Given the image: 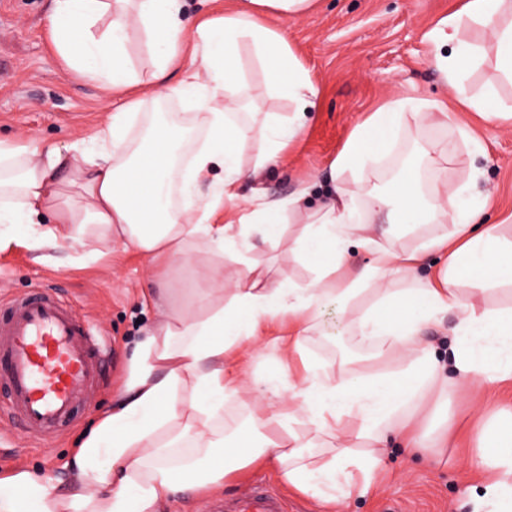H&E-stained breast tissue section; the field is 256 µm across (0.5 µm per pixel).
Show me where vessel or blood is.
Instances as JSON below:
<instances>
[{
  "label": "vessel or blood",
  "mask_w": 512,
  "mask_h": 512,
  "mask_svg": "<svg viewBox=\"0 0 512 512\" xmlns=\"http://www.w3.org/2000/svg\"><path fill=\"white\" fill-rule=\"evenodd\" d=\"M103 350L73 307L42 290L0 304V374L7 392L0 411L33 436L67 427L96 385ZM215 512H288L286 500L259 487Z\"/></svg>",
  "instance_id": "obj_1"
}]
</instances>
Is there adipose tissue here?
Listing matches in <instances>:
<instances>
[{
	"instance_id": "obj_1",
	"label": "adipose tissue",
	"mask_w": 512,
	"mask_h": 512,
	"mask_svg": "<svg viewBox=\"0 0 512 512\" xmlns=\"http://www.w3.org/2000/svg\"><path fill=\"white\" fill-rule=\"evenodd\" d=\"M314 0H245L237 12L195 18L185 0H53L49 32L57 55L73 75L99 84L125 102L103 131L62 148L29 139L0 142V223L40 225L42 242L101 252L93 240H115L144 254L158 285L154 299L165 313L136 343L117 405L82 437L68 461L73 486L28 469L0 475V512H160L184 494L223 489L234 473L271 463L301 494L342 505L367 491L383 468L389 437L426 457L452 443L449 430L430 436L406 408L427 390L448 400L468 385L512 381V307L488 304L494 285L512 282V241L495 224L481 225L486 202L473 181L440 176L457 145L478 152L480 139L458 127L461 107L487 123H511L512 105L467 96L471 72L493 58L499 77L512 83V0H464L433 34L434 59L458 92L456 107L399 96L350 132L330 164L329 188L310 207V187L285 199L253 194L238 214L240 185L254 181L298 139L316 107L318 90L286 38L264 27L260 9L294 18ZM481 29L493 52L464 38ZM145 39L153 67L155 100L191 110L144 112L141 80L128 55L132 31ZM249 41L275 94L293 105L276 116L252 105L248 119L224 106L248 90L237 56ZM191 62L180 79L169 72L182 55ZM145 118L144 137L130 135ZM456 131L453 139L432 137ZM260 138L251 165L240 159ZM412 142L417 167L388 194L367 187L400 142ZM225 223H212L217 208ZM385 215L391 229L435 224L421 247L401 252L382 243L373 226ZM301 224L292 253L312 276L267 287L249 254L255 241L281 238V222ZM204 241L214 261L203 287L188 289L172 307L173 269L190 246ZM446 254L433 278L417 272L423 252ZM364 252L370 260L357 265ZM242 267L224 277V256ZM369 295L360 306L361 295ZM349 313L348 330L369 347L378 370L349 372L319 363L302 338L320 324L324 308ZM455 312L453 362L435 356L424 330ZM288 323L275 344L286 357L265 382L244 377L247 348ZM240 408L245 429L224 433V410ZM489 512H512V405L476 420L469 435Z\"/></svg>"
}]
</instances>
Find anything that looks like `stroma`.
Returning a JSON list of instances; mask_svg holds the SVG:
<instances>
[{
	"instance_id": "35a3bbf8",
	"label": "stroma",
	"mask_w": 512,
	"mask_h": 512,
	"mask_svg": "<svg viewBox=\"0 0 512 512\" xmlns=\"http://www.w3.org/2000/svg\"><path fill=\"white\" fill-rule=\"evenodd\" d=\"M461 0H317L310 12L289 19L267 12L261 22L285 32L300 63L319 89L311 121L285 150L277 167L260 180L265 195L285 198L306 185L323 191L329 166L351 129L392 98L403 95L452 106L457 94L434 60L430 32ZM52 0H0V139L18 144L34 137L61 147L100 132L107 121L106 96L95 83L79 79L59 64L49 34ZM238 56L250 97L264 111L288 116L287 99L270 95L250 43H240ZM483 141L485 151L459 148L448 165L456 182L478 173V189L487 200L483 220L500 227L512 240V125L486 124L474 113L457 115ZM300 227L283 228L277 247L257 243L251 253L268 287L291 279L307 280L310 270L290 255ZM107 255L79 261L65 246H33L25 225L0 232V299L42 287L64 299L88 320L108 343L99 386L88 408L63 436L40 440L28 436L16 421H0V472L28 467L65 478L64 464L76 437L109 406L125 375L134 339L161 318L145 302L154 283L148 258L119 242L106 244ZM343 315L338 305L323 313L326 335L306 336L304 344L319 360L344 361L371 371L369 350L354 337L335 335ZM502 392L469 386L453 397L448 418L455 431L468 428L475 411L494 413ZM385 467L368 492L342 508L326 507L288 489L268 466L239 472L226 483L223 496H247L257 484L285 493L288 512H476L482 489L469 463L470 451L452 448L447 460L435 463L407 453L397 438L384 450Z\"/></svg>"
}]
</instances>
